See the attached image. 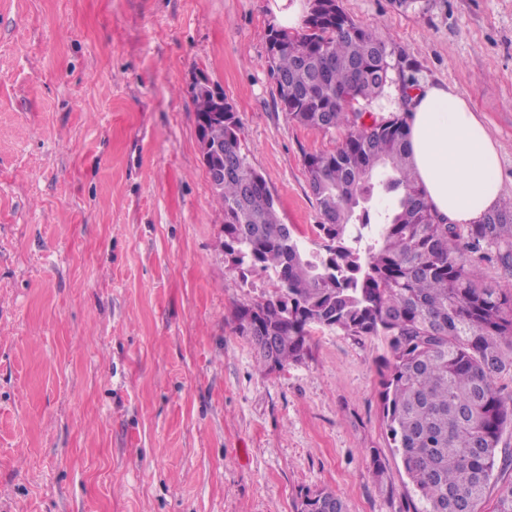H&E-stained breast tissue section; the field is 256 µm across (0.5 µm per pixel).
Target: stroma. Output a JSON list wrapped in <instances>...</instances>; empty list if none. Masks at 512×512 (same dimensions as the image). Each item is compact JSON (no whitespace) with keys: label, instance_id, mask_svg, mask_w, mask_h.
Wrapping results in <instances>:
<instances>
[{"label":"stroma","instance_id":"obj_1","mask_svg":"<svg viewBox=\"0 0 512 512\" xmlns=\"http://www.w3.org/2000/svg\"><path fill=\"white\" fill-rule=\"evenodd\" d=\"M269 0H0V512H413L380 392L388 342L313 332L259 366L231 328L273 292L229 267L198 148L204 74L244 125L283 223L315 245L303 165L345 132L276 103ZM463 95L512 204V0H341ZM386 461L372 471V452ZM297 512H347L345 502L326 490L307 492L301 497Z\"/></svg>","mask_w":512,"mask_h":512}]
</instances>
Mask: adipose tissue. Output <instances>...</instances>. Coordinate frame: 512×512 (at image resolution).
<instances>
[{"label": "adipose tissue", "instance_id": "obj_1", "mask_svg": "<svg viewBox=\"0 0 512 512\" xmlns=\"http://www.w3.org/2000/svg\"><path fill=\"white\" fill-rule=\"evenodd\" d=\"M418 184L443 222L474 224L502 193L501 147L459 94L440 86L415 92L404 114Z\"/></svg>", "mask_w": 512, "mask_h": 512}]
</instances>
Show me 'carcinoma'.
Masks as SVG:
<instances>
[{"label":"carcinoma","instance_id":"obj_1","mask_svg":"<svg viewBox=\"0 0 512 512\" xmlns=\"http://www.w3.org/2000/svg\"><path fill=\"white\" fill-rule=\"evenodd\" d=\"M271 73L287 119L323 131L343 128L332 152H306L308 188L321 215L319 248L282 223L265 178L245 151L236 113L211 118L212 92L191 96L211 151L224 163L215 201L224 213V250L246 275L268 271L271 296L234 308L231 324L262 365L305 360L317 327L351 336H384L391 353L381 401L387 432L421 508L414 512H512V485L486 509L485 492L512 471L500 447L512 407L495 380L512 376V208L490 210L478 224H444L421 192L402 117L377 118L366 106L390 79L392 50L342 9L312 6L304 29H271ZM388 199L372 209L374 197ZM495 259L508 278L484 280ZM277 336L275 350L263 337ZM297 512H347L326 490L307 492Z\"/></svg>","mask_w":512,"mask_h":512}]
</instances>
